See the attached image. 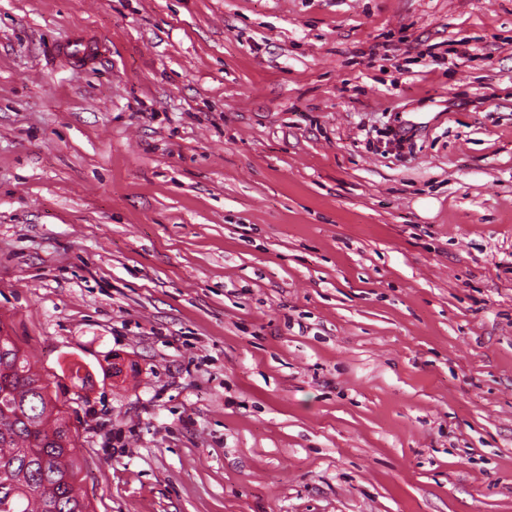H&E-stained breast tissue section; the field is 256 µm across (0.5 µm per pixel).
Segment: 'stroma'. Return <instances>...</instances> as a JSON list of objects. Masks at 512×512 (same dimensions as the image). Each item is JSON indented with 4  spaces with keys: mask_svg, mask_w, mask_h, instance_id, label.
I'll return each mask as SVG.
<instances>
[{
    "mask_svg": "<svg viewBox=\"0 0 512 512\" xmlns=\"http://www.w3.org/2000/svg\"><path fill=\"white\" fill-rule=\"evenodd\" d=\"M0 328L94 512H512V0H0Z\"/></svg>",
    "mask_w": 512,
    "mask_h": 512,
    "instance_id": "obj_1",
    "label": "stroma"
}]
</instances>
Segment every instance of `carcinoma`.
Wrapping results in <instances>:
<instances>
[{
    "mask_svg": "<svg viewBox=\"0 0 512 512\" xmlns=\"http://www.w3.org/2000/svg\"><path fill=\"white\" fill-rule=\"evenodd\" d=\"M11 372L13 409L0 410V512H92L79 483L81 465L70 427L53 416L48 385L10 336L0 335V373Z\"/></svg>",
    "mask_w": 512,
    "mask_h": 512,
    "instance_id": "carcinoma-1",
    "label": "carcinoma"
}]
</instances>
